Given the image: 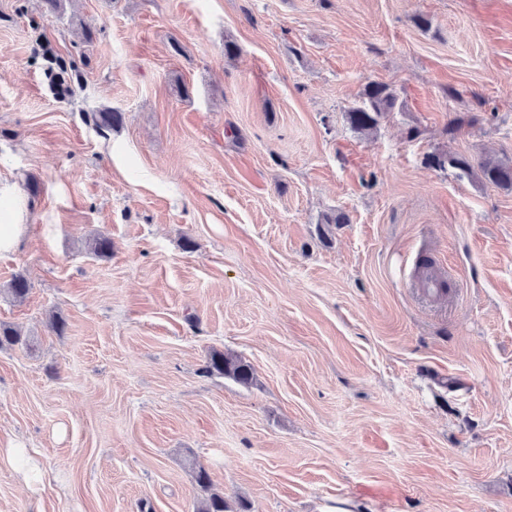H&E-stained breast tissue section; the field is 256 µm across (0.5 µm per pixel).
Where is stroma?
Wrapping results in <instances>:
<instances>
[{
	"label": "stroma",
	"instance_id": "stroma-1",
	"mask_svg": "<svg viewBox=\"0 0 512 512\" xmlns=\"http://www.w3.org/2000/svg\"><path fill=\"white\" fill-rule=\"evenodd\" d=\"M456 153L512 159V0H0V512H512V192ZM399 94L389 85L370 82L361 93L360 100L345 113L351 128L358 132L375 129L391 112L400 111ZM435 166L449 168L456 171L458 178H470L475 174L486 184L497 188L512 191V160L509 158H482L474 161L467 155L455 154L445 157H435ZM207 372L217 371L235 381L248 385L253 380L252 366L241 358L224 355L223 352L214 351L210 354L206 366ZM37 453L32 448H16L10 446L8 448H0V455L7 458L21 457L25 460L24 466L19 470L20 478L23 483L28 487L34 486L37 482L41 481L42 472L39 464L36 462L33 454ZM194 479L197 486L204 493L198 501L195 512H228L224 494L217 492L212 487L209 472L204 467H198L194 471Z\"/></svg>",
	"mask_w": 512,
	"mask_h": 512
}]
</instances>
